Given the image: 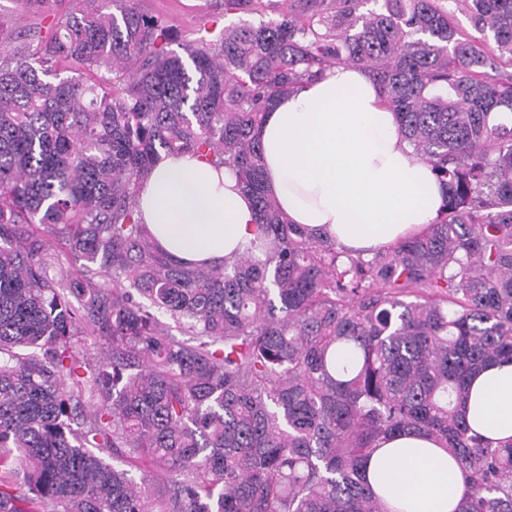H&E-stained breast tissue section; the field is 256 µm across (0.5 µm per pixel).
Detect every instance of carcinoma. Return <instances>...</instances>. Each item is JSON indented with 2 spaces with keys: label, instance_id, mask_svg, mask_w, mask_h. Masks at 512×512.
<instances>
[{
  "label": "carcinoma",
  "instance_id": "carcinoma-1",
  "mask_svg": "<svg viewBox=\"0 0 512 512\" xmlns=\"http://www.w3.org/2000/svg\"><path fill=\"white\" fill-rule=\"evenodd\" d=\"M93 2L33 33L0 17V512H389L363 473L404 431L459 463L457 512H512V442L464 418L512 360V0H457L489 40L448 0H224L276 19L179 52L137 0ZM334 65L369 71L442 189L369 259L263 184L266 109ZM181 153L253 198L222 266L175 263L137 215Z\"/></svg>",
  "mask_w": 512,
  "mask_h": 512
}]
</instances>
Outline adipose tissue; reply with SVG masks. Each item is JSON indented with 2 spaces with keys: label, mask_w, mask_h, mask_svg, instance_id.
Returning <instances> with one entry per match:
<instances>
[{
  "label": "adipose tissue",
  "mask_w": 512,
  "mask_h": 512,
  "mask_svg": "<svg viewBox=\"0 0 512 512\" xmlns=\"http://www.w3.org/2000/svg\"><path fill=\"white\" fill-rule=\"evenodd\" d=\"M266 186L291 223L366 255L422 232L442 205L439 183L400 131L365 70L328 69L278 98L259 130ZM236 174L189 154L166 156L137 199L138 216L180 263L222 264L258 230ZM492 445L512 441V361L484 368L466 411ZM391 512H457L464 474L432 439L406 432L383 442L366 467Z\"/></svg>",
  "instance_id": "1"
}]
</instances>
